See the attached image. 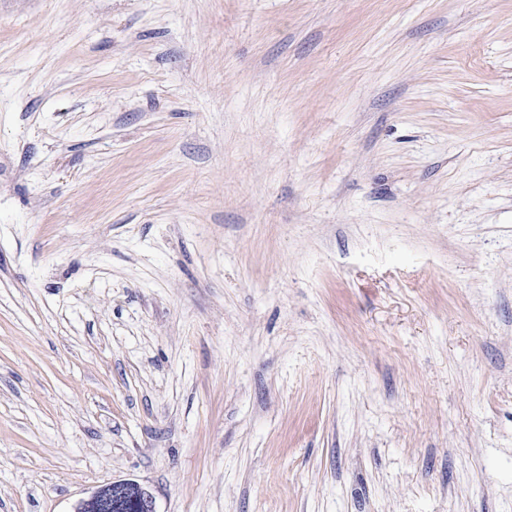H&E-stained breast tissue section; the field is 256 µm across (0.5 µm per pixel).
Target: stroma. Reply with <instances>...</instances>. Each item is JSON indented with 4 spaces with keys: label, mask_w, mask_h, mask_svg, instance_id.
<instances>
[{
    "label": "stroma",
    "mask_w": 512,
    "mask_h": 512,
    "mask_svg": "<svg viewBox=\"0 0 512 512\" xmlns=\"http://www.w3.org/2000/svg\"><path fill=\"white\" fill-rule=\"evenodd\" d=\"M512 512V0H0V512ZM157 512L155 497L135 480L112 481L81 499L74 512Z\"/></svg>",
    "instance_id": "1"
}]
</instances>
